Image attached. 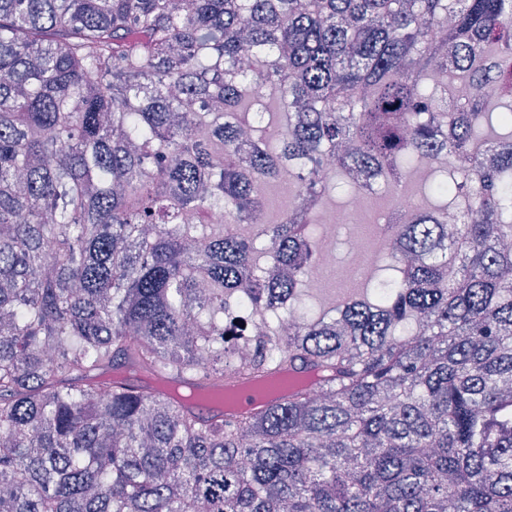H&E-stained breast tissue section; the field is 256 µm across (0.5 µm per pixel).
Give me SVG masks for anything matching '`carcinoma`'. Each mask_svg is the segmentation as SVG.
Returning a JSON list of instances; mask_svg holds the SVG:
<instances>
[{
	"instance_id": "cac0c4a2",
	"label": "carcinoma",
	"mask_w": 512,
	"mask_h": 512,
	"mask_svg": "<svg viewBox=\"0 0 512 512\" xmlns=\"http://www.w3.org/2000/svg\"><path fill=\"white\" fill-rule=\"evenodd\" d=\"M424 163L393 276L305 313L329 191ZM511 173L512 0H0V512H512ZM301 366L229 421L131 383ZM300 166V161L297 158L292 160L285 161L283 163V167L285 168V172H283L280 178L277 180L278 188L281 197L284 201L287 202V206L281 208V201L278 196L277 185L276 182L269 184L266 192V212L275 213L279 208H281L282 213L295 214L297 211L296 204V195L297 188L296 183L288 177V168L289 169H298ZM281 214L278 213L279 219Z\"/></svg>"
}]
</instances>
